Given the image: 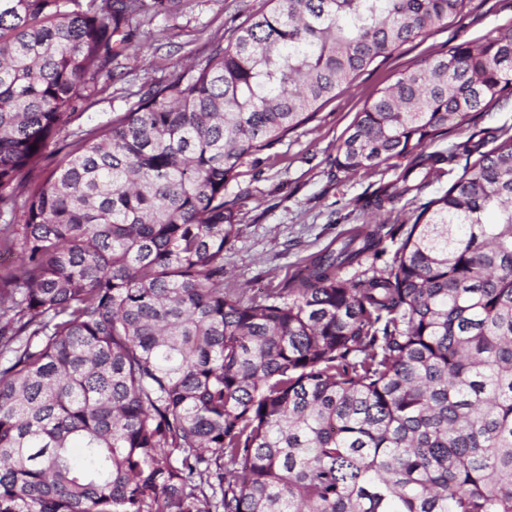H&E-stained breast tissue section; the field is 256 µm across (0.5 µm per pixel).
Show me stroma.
I'll use <instances>...</instances> for the list:
<instances>
[{
  "instance_id": "35a3bbf8",
  "label": "stroma",
  "mask_w": 512,
  "mask_h": 512,
  "mask_svg": "<svg viewBox=\"0 0 512 512\" xmlns=\"http://www.w3.org/2000/svg\"><path fill=\"white\" fill-rule=\"evenodd\" d=\"M262 0H184L174 15H157L150 29L163 32L150 42L137 34L120 59L121 73L109 91L90 108L68 116L58 134L107 124L113 114L129 111L149 84L168 81L202 61L210 42L229 37ZM512 29V0H473L458 24L402 46L376 70L360 74L352 89L338 93L314 120L260 155L246 157L239 175L224 191L235 200L238 233L224 248V285L264 291L281 287L299 260L322 251L354 226L392 224L385 251L362 265L347 267L343 278L358 279L383 270L403 237L398 226L410 215L409 198L380 213L363 209L361 199L379 183L394 180L397 168L382 164L353 174L334 165L336 148L365 103L406 68L432 53L463 42L482 40L490 32Z\"/></svg>"
}]
</instances>
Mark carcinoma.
Listing matches in <instances>:
<instances>
[{
	"instance_id": "obj_1",
	"label": "carcinoma",
	"mask_w": 512,
	"mask_h": 512,
	"mask_svg": "<svg viewBox=\"0 0 512 512\" xmlns=\"http://www.w3.org/2000/svg\"><path fill=\"white\" fill-rule=\"evenodd\" d=\"M175 0H0V512H512V133L428 147L512 99V30L380 89L336 169L416 208L261 297L224 288L244 158L472 0H264L17 193ZM398 226H394L393 236H388L384 239L382 247L385 248V252L378 258L370 256L369 259L363 262L361 266L346 267L342 270L341 276L345 279H358L364 278L365 276H372L374 273L379 274L387 264L390 262L394 251L400 245L401 239L403 238L402 230L397 229ZM366 271V275H364Z\"/></svg>"
}]
</instances>
